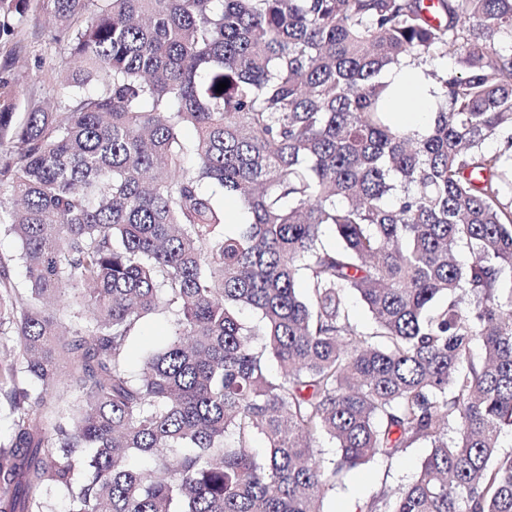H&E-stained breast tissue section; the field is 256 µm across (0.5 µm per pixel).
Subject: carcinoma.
Segmentation results:
<instances>
[{
  "mask_svg": "<svg viewBox=\"0 0 512 512\" xmlns=\"http://www.w3.org/2000/svg\"><path fill=\"white\" fill-rule=\"evenodd\" d=\"M42 2L83 67L19 121L0 78V512H324L421 441L366 512H512V0ZM29 7L0 0V36ZM401 66L443 89L425 134L390 120ZM171 324L172 319L168 315L145 319L129 349L128 368L133 376L137 377L141 373L146 350L149 347L156 349L168 338ZM429 450L426 443L419 442L408 448L397 459L388 460L376 455L367 463L348 472L341 484L327 492L324 510L365 512V504L385 486L408 485L416 476ZM360 509L363 511H359Z\"/></svg>",
  "mask_w": 512,
  "mask_h": 512,
  "instance_id": "obj_1",
  "label": "carcinoma"
}]
</instances>
